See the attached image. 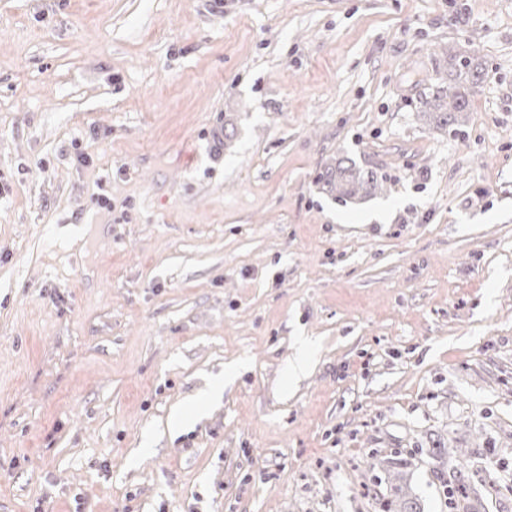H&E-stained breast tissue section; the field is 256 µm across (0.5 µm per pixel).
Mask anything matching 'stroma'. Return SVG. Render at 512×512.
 I'll return each instance as SVG.
<instances>
[{"label": "stroma", "instance_id": "35a3bbf8", "mask_svg": "<svg viewBox=\"0 0 512 512\" xmlns=\"http://www.w3.org/2000/svg\"><path fill=\"white\" fill-rule=\"evenodd\" d=\"M449 49L485 75L447 135ZM342 157L381 190L325 191ZM399 476L512 512V0H0V512H389Z\"/></svg>", "mask_w": 512, "mask_h": 512}]
</instances>
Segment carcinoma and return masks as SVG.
I'll use <instances>...</instances> for the list:
<instances>
[{"label":"carcinoma","mask_w":512,"mask_h":512,"mask_svg":"<svg viewBox=\"0 0 512 512\" xmlns=\"http://www.w3.org/2000/svg\"><path fill=\"white\" fill-rule=\"evenodd\" d=\"M483 76L480 64L469 56L448 55L446 81L434 86L431 96L421 102V113L437 129L448 132L457 122L456 113L469 110V97ZM320 182L338 200L346 201L358 195L367 197L376 190L378 180L374 175L356 165L349 158L337 160L320 175Z\"/></svg>","instance_id":"1"}]
</instances>
